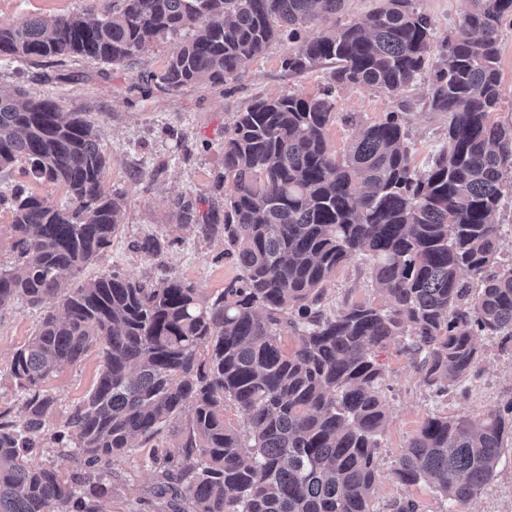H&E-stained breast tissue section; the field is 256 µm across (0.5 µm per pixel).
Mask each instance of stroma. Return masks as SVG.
<instances>
[{
    "label": "stroma",
    "mask_w": 512,
    "mask_h": 512,
    "mask_svg": "<svg viewBox=\"0 0 512 512\" xmlns=\"http://www.w3.org/2000/svg\"><path fill=\"white\" fill-rule=\"evenodd\" d=\"M108 0H0V24L30 17H56L87 12L102 13ZM419 10L432 20L437 40L428 65L401 96L389 98L373 89L355 86L337 90L335 120L327 129L333 151L344 154L359 129L382 120L386 112H402L411 162L423 172L442 144L448 115L430 108L425 91L436 70L444 67L440 40L458 26L468 0H417ZM178 36L152 41L133 63L118 67L71 58L65 63L44 59L32 63L0 57V91L23 90L33 97H53L67 112H81L99 129L100 148L106 157L102 183L124 200L122 226L105 255L80 272L90 279L110 270L142 280L173 272L213 297L234 280L239 269L226 253L223 234L204 236L196 224L181 221L173 201L186 194L196 199L199 212L224 203L218 182L224 174V128L236 113L259 97L287 94L314 95L330 80L323 65L300 75L289 74L281 62L288 53L284 41L269 45L234 81L192 85L144 97L132 91L140 70L162 72L178 43ZM161 243L156 256H143L136 248L145 236ZM369 302L387 307L388 301L371 284L365 256L340 266L326 285L324 305L335 312L352 303ZM42 311L17 301L0 308V412H17L25 401L10 374L16 349L35 333ZM481 372L476 379L445 396H434L418 381L408 358L397 346L376 350L383 369V392L388 419L377 454L379 480L374 512H393L394 501L409 498L416 512H512V441L508 442L492 481L466 504L450 508L431 485L404 487L391 471L412 437L428 416H465L478 419L488 411L512 404V341L481 336ZM102 359L90 349L81 362L65 366L47 384L57 402L47 414L32 460L72 477L81 469L75 455L60 448L54 435L64 430L76 405L93 388ZM182 419L173 420L163 438L150 443L137 440L134 448L112 467V493L99 502L100 512H171L154 486L160 471L153 461L157 451L171 448Z\"/></svg>",
    "instance_id": "obj_1"
}]
</instances>
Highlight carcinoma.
I'll list each match as a JSON object with an SVG mask.
<instances>
[{
    "label": "carcinoma",
    "mask_w": 512,
    "mask_h": 512,
    "mask_svg": "<svg viewBox=\"0 0 512 512\" xmlns=\"http://www.w3.org/2000/svg\"><path fill=\"white\" fill-rule=\"evenodd\" d=\"M345 0H112L99 18L71 15L0 24V56L30 62L81 57L120 66L160 36L190 31L158 89L236 79L268 45L294 44L282 61L301 74L333 66L317 95L255 100L224 130V209L181 220L221 228L240 276L215 300L176 274L154 282L110 272L74 288L69 277L100 258L122 220V199L102 185L105 156L94 122L49 96L0 93V170L20 158L69 204L12 196L11 266H0V307L57 300L12 356L28 394L0 413V512H99L104 479L136 439L190 415L165 453L177 468L178 512H373L377 450L387 419L374 350L397 345L419 382L446 394L473 376L475 336L512 339V263L498 254L495 215L512 175V125L492 120L501 100L498 43L512 0H469L445 38L446 67L427 90L448 113L444 145L412 169L403 116L364 126L340 160L327 139L333 90L365 85L397 97L424 71L435 38L414 0H381L363 23L307 31ZM357 255L389 304L353 303L329 315L324 287ZM296 340L283 345L286 334ZM96 384L68 422L78 454L100 471L66 480L35 464L55 398L45 384L92 346ZM242 425L224 421V402ZM512 438V407L474 421L431 416L401 454L395 481L424 480L465 503L494 477Z\"/></svg>",
    "instance_id": "cac0c4a2"
}]
</instances>
